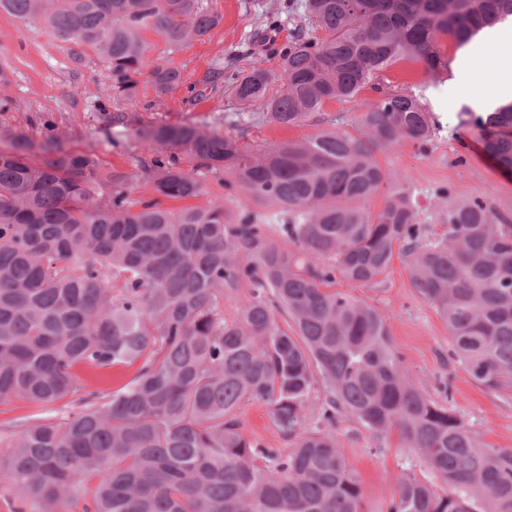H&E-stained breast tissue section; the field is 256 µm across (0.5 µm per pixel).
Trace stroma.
<instances>
[{
    "label": "stroma",
    "instance_id": "35a3bbf8",
    "mask_svg": "<svg viewBox=\"0 0 512 512\" xmlns=\"http://www.w3.org/2000/svg\"><path fill=\"white\" fill-rule=\"evenodd\" d=\"M285 0H207L223 16V23L186 47L172 46L149 32L148 63L169 62L182 71V82L157 95L141 82L134 104L113 99L109 81L94 56L74 63L68 45L59 43L45 28H28L0 12V63L9 71L6 90L10 104L0 111V148L12 136L25 135L41 143L46 123L57 126L64 150L88 152L103 170L131 173L152 156L155 144L144 131L159 124H190L237 136L248 149L288 140L310 139L332 124L350 125L363 102L375 99L365 91L358 102H331L315 118L294 127L266 122L259 110L242 109L224 91L202 92V80L217 61L236 52L243 65L276 68L277 59L252 39L255 27L280 12ZM493 62H483L469 96L448 98V70L425 74L421 64L402 62L387 71L388 83L420 95L439 129L433 140L418 148L404 143L381 156L382 166L398 173L414 189L423 205L419 216L429 238L442 231L440 216L449 198L477 196L512 223V172L499 169L479 139L457 127V112L477 105L485 76ZM338 290L368 302L386 317L392 344L411 371L418 388L435 402L447 405L482 442L512 448V391L495 392L478 385L449 358L448 329L435 308L421 299L410 281L402 258H395L384 283L376 288L337 282ZM240 417L245 432L270 448L288 447L272 424L265 406L247 403ZM336 435L341 448L359 473L370 507H385L400 475L429 477L418 453L397 432L378 435L357 421L340 416Z\"/></svg>",
    "mask_w": 512,
    "mask_h": 512
}]
</instances>
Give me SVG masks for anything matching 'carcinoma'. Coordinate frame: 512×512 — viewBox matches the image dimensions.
<instances>
[{"mask_svg": "<svg viewBox=\"0 0 512 512\" xmlns=\"http://www.w3.org/2000/svg\"><path fill=\"white\" fill-rule=\"evenodd\" d=\"M0 11L80 46L77 61L94 52L127 103L150 49L142 32L183 47L222 22L204 0H0ZM283 13L292 28L277 69L216 67L203 88L222 83L281 127L378 93L351 128L255 152L232 135L160 124L149 136L164 150L133 173L62 150L52 124L38 148L15 135L0 149V404L45 411L0 454L13 512H373L339 447L338 414L378 435L397 430L433 474L401 475L386 512H512V448L479 442L425 395L386 318L334 288L380 285L402 252L448 326L452 358L482 387L512 389V224L470 196L448 202L430 240L417 196L379 161L436 134L420 97L381 74L401 61L443 72L441 39L464 47L512 18V0H288ZM149 82L162 95L182 73L157 64ZM457 127L512 171V102L465 109ZM220 172L225 189L278 207L288 246L246 206L231 217L220 200L163 204L201 197ZM139 178L159 197L130 199ZM243 282L253 301L228 323L224 294ZM128 369L56 420L55 404L85 388L79 372L105 381ZM319 381L329 396L315 413L307 397ZM250 401L292 447L249 438L239 413Z\"/></svg>", "mask_w": 512, "mask_h": 512, "instance_id": "carcinoma-1", "label": "carcinoma"}]
</instances>
